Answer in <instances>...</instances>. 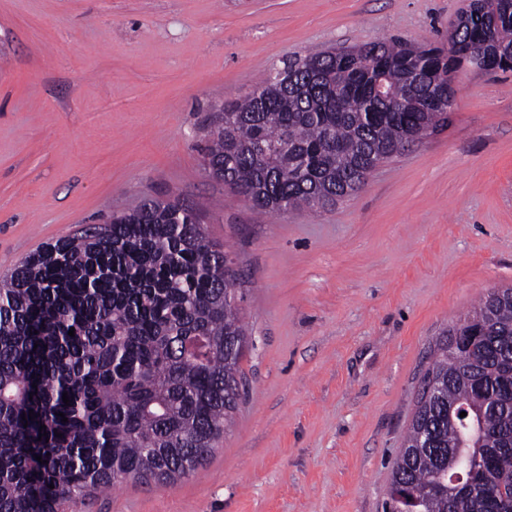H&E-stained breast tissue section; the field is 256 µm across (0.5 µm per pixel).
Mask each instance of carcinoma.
Returning <instances> with one entry per match:
<instances>
[{
	"label": "carcinoma",
	"mask_w": 512,
	"mask_h": 512,
	"mask_svg": "<svg viewBox=\"0 0 512 512\" xmlns=\"http://www.w3.org/2000/svg\"><path fill=\"white\" fill-rule=\"evenodd\" d=\"M448 42L394 37L284 62L211 114L205 173L264 214L354 195L448 121L441 73L470 65L473 47L512 69V0H468ZM232 265L197 210L150 198L0 277V512H66L125 480L172 485L205 461L232 422L251 342ZM454 332L477 354L438 344L385 512H512V287Z\"/></svg>",
	"instance_id": "cac0c4a2"
}]
</instances>
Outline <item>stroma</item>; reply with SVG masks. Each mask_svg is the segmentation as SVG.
<instances>
[{
	"mask_svg": "<svg viewBox=\"0 0 512 512\" xmlns=\"http://www.w3.org/2000/svg\"><path fill=\"white\" fill-rule=\"evenodd\" d=\"M466 0H0V276L144 199L230 252L254 340L229 430L176 484L76 512H383L440 339L512 286V71L466 68L448 124L313 212L202 168L213 107L297 55L443 43Z\"/></svg>",
	"mask_w": 512,
	"mask_h": 512,
	"instance_id": "obj_1",
	"label": "stroma"
}]
</instances>
